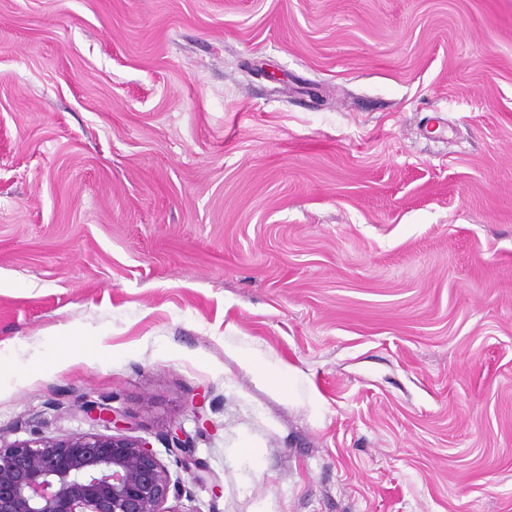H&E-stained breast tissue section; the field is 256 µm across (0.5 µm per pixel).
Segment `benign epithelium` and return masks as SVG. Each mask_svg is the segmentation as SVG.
Here are the masks:
<instances>
[{"instance_id":"obj_1","label":"benign epithelium","mask_w":512,"mask_h":512,"mask_svg":"<svg viewBox=\"0 0 512 512\" xmlns=\"http://www.w3.org/2000/svg\"><path fill=\"white\" fill-rule=\"evenodd\" d=\"M82 412L112 433L35 434L0 445V512H168L179 482L149 442L126 435L127 413L103 400L85 401ZM169 443L189 467L193 438L178 426Z\"/></svg>"}]
</instances>
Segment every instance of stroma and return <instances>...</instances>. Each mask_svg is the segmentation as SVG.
I'll use <instances>...</instances> for the list:
<instances>
[{
    "label": "stroma",
    "instance_id": "stroma-1",
    "mask_svg": "<svg viewBox=\"0 0 512 512\" xmlns=\"http://www.w3.org/2000/svg\"><path fill=\"white\" fill-rule=\"evenodd\" d=\"M103 398L173 512H512V0H0V442ZM239 354L245 359V361L251 365L257 373L265 379L272 381L274 384L279 386L282 390L289 388L290 379L285 377L279 371H275V368L268 364L265 360L260 359L249 350H240ZM170 448H177L184 453L182 464L188 468L192 464L191 450L193 448V438L181 426L175 427L169 432Z\"/></svg>",
    "mask_w": 512,
    "mask_h": 512
}]
</instances>
